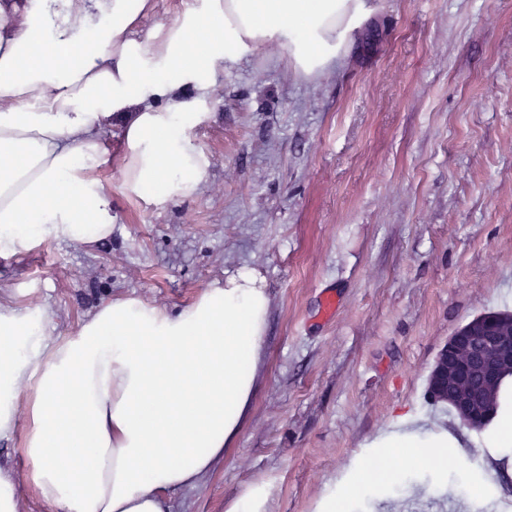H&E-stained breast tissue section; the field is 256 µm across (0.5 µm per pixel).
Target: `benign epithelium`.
Masks as SVG:
<instances>
[{
    "mask_svg": "<svg viewBox=\"0 0 512 512\" xmlns=\"http://www.w3.org/2000/svg\"><path fill=\"white\" fill-rule=\"evenodd\" d=\"M493 321L482 322V331L477 335H470L469 326L457 330L441 350L437 362L430 374V384L438 388L437 382L448 378V352L457 346H465L475 352V356L468 362L456 365L454 375L457 379L466 381L471 375H479L484 382L497 381L503 368L512 366V344L501 340L492 330ZM460 420L464 425L478 429L486 422L487 414L463 408L460 411Z\"/></svg>",
    "mask_w": 512,
    "mask_h": 512,
    "instance_id": "7a95c632",
    "label": "benign epithelium"
}]
</instances>
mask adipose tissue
<instances>
[{
    "instance_id": "obj_1",
    "label": "adipose tissue",
    "mask_w": 512,
    "mask_h": 512,
    "mask_svg": "<svg viewBox=\"0 0 512 512\" xmlns=\"http://www.w3.org/2000/svg\"><path fill=\"white\" fill-rule=\"evenodd\" d=\"M0 0V258L112 236V194L152 205L194 197L206 162L192 135L222 62L275 46L312 76L368 12L365 0H194L139 35L154 0ZM42 52H34V45ZM192 86L193 101L173 95ZM119 122L120 179L102 176ZM243 267L178 311L137 296L51 337L49 308L0 289V438H17L50 512H171L173 492L223 464L251 409L270 300ZM382 453L321 512L361 486L395 483L394 456L446 468L448 430L403 416Z\"/></svg>"
}]
</instances>
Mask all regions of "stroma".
<instances>
[{"label":"stroma","mask_w":512,"mask_h":512,"mask_svg":"<svg viewBox=\"0 0 512 512\" xmlns=\"http://www.w3.org/2000/svg\"><path fill=\"white\" fill-rule=\"evenodd\" d=\"M342 57L305 76L268 46L225 62L193 134L207 162L191 199L157 208L112 195V238L0 260V286L67 336L125 294L174 310L247 266L270 298L252 410L224 463L173 512H314L376 456L408 413L461 443L447 469L394 457L404 489H361L346 512H512L491 474L498 421L472 429L432 402L448 339L512 311V0H367ZM334 291L331 317L320 315ZM20 512H48L0 439Z\"/></svg>","instance_id":"35a3bbf8"}]
</instances>
